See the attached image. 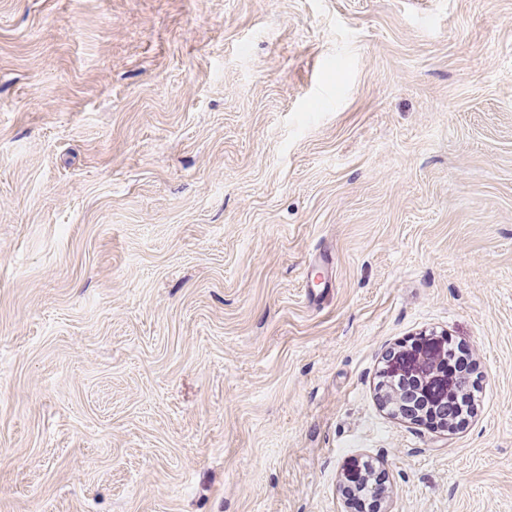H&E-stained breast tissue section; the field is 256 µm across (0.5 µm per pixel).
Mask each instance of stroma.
Wrapping results in <instances>:
<instances>
[{
  "mask_svg": "<svg viewBox=\"0 0 512 512\" xmlns=\"http://www.w3.org/2000/svg\"><path fill=\"white\" fill-rule=\"evenodd\" d=\"M470 344L456 430L388 354ZM512 512V0H0V512Z\"/></svg>",
  "mask_w": 512,
  "mask_h": 512,
  "instance_id": "1",
  "label": "stroma"
}]
</instances>
